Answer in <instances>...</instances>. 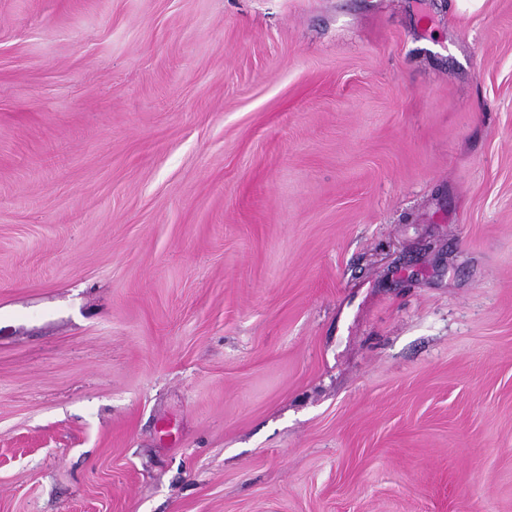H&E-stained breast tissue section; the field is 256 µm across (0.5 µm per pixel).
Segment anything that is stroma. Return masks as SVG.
Wrapping results in <instances>:
<instances>
[{
  "instance_id": "1",
  "label": "stroma",
  "mask_w": 512,
  "mask_h": 512,
  "mask_svg": "<svg viewBox=\"0 0 512 512\" xmlns=\"http://www.w3.org/2000/svg\"><path fill=\"white\" fill-rule=\"evenodd\" d=\"M0 512H512V0H0Z\"/></svg>"
}]
</instances>
